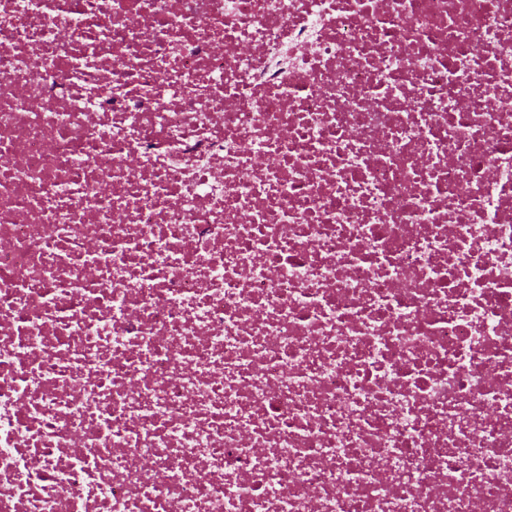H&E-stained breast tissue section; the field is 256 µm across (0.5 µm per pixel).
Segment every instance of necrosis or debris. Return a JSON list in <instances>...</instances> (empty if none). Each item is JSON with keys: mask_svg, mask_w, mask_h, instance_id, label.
<instances>
[{"mask_svg": "<svg viewBox=\"0 0 512 512\" xmlns=\"http://www.w3.org/2000/svg\"><path fill=\"white\" fill-rule=\"evenodd\" d=\"M0 512H512V0H0Z\"/></svg>", "mask_w": 512, "mask_h": 512, "instance_id": "4bbe7bcc", "label": "necrosis or debris"}]
</instances>
